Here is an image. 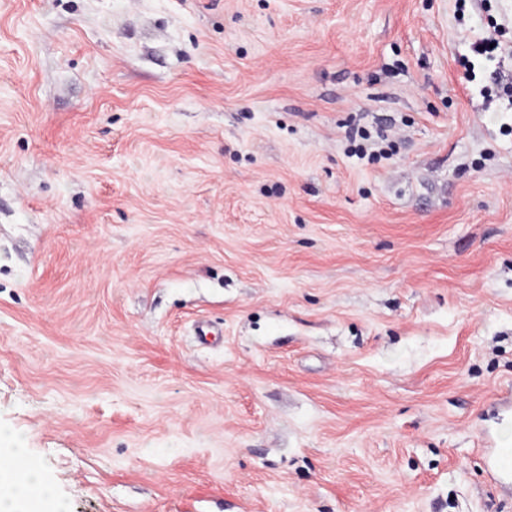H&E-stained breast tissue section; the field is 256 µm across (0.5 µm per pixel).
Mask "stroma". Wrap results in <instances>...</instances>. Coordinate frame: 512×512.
<instances>
[{
	"label": "stroma",
	"mask_w": 512,
	"mask_h": 512,
	"mask_svg": "<svg viewBox=\"0 0 512 512\" xmlns=\"http://www.w3.org/2000/svg\"><path fill=\"white\" fill-rule=\"evenodd\" d=\"M506 83L512 0H0V427L68 512H512Z\"/></svg>",
	"instance_id": "1"
}]
</instances>
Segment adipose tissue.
<instances>
[{
    "label": "adipose tissue",
    "instance_id": "obj_1",
    "mask_svg": "<svg viewBox=\"0 0 512 512\" xmlns=\"http://www.w3.org/2000/svg\"><path fill=\"white\" fill-rule=\"evenodd\" d=\"M0 512H66L22 446L0 448Z\"/></svg>",
    "mask_w": 512,
    "mask_h": 512
}]
</instances>
